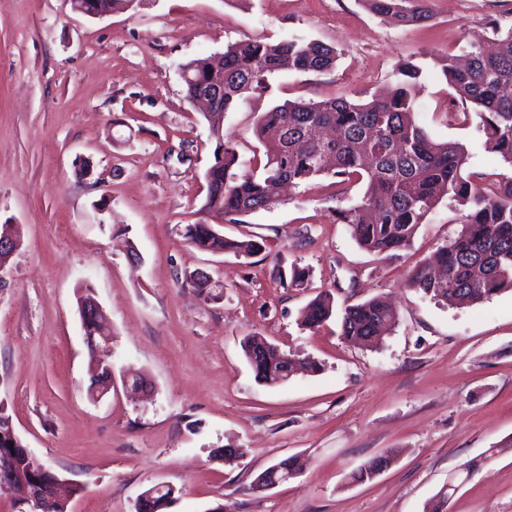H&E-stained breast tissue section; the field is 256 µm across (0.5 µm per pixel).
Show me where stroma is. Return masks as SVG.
Instances as JSON below:
<instances>
[{
  "label": "stroma",
  "mask_w": 512,
  "mask_h": 512,
  "mask_svg": "<svg viewBox=\"0 0 512 512\" xmlns=\"http://www.w3.org/2000/svg\"><path fill=\"white\" fill-rule=\"evenodd\" d=\"M431 21L398 25L366 0H138L92 18L70 0H0V225L20 245L0 271V401L37 464L84 487L73 512H135L158 482L182 489L169 512H512V291L449 306L404 280L461 228L441 202L401 257L361 249L332 213V178L223 223L255 255L210 254L182 230L201 217L214 144L184 98L179 66L255 39L294 35L340 53L324 73L282 72L224 115L243 169L255 166L261 112L288 100L385 90L410 59L423 70L416 119L463 143L475 172L512 177L461 111L440 58L488 26L512 25V0H431ZM309 277L288 284L293 268ZM112 322L111 390L89 391L79 288ZM385 297L394 328L371 347L336 321L301 329L319 292ZM261 336L319 372L258 382L241 341ZM144 378L127 392V371ZM246 456L228 465L212 450ZM373 480L353 470L383 454ZM298 457L302 470L254 494V477Z\"/></svg>",
  "instance_id": "1"
}]
</instances>
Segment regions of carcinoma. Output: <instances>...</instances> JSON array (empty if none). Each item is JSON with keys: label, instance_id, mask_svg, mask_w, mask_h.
<instances>
[{"label": "carcinoma", "instance_id": "cac0c4a2", "mask_svg": "<svg viewBox=\"0 0 512 512\" xmlns=\"http://www.w3.org/2000/svg\"><path fill=\"white\" fill-rule=\"evenodd\" d=\"M377 15L392 16L405 25L433 19L428 0H366ZM85 14H108L129 0H71ZM496 48L488 52L477 38L467 41V66L459 56L443 58L442 73L461 103L470 105L480 118L485 149L512 165V26L502 30L491 21ZM215 56L196 58L179 65L186 100L203 85L220 95L217 108L204 117L215 142L211 164L205 172L207 192L202 211L229 223L238 217L267 209L278 201V183L288 179L301 186L310 179L335 178L338 205L336 222L348 225L363 249L390 256L408 249L429 215L444 199L463 207L457 236L439 248L448 275L435 278L423 262L407 275L406 286L451 305L483 302L512 290V178L495 173L469 171V153L460 142H437L415 120L416 87L420 68L411 61L396 71V82L382 97L361 103L346 97L321 101H286L260 114L256 135L264 148V160L253 171L237 173L239 156L224 138V114L247 93H263L270 78L280 72H324L338 57L332 46L293 37L270 42L256 39L245 45H229ZM330 126L336 139L312 138L314 130ZM364 183L362 196L341 205L347 187ZM183 237L206 253L252 255L262 249L254 240H238L217 233L203 220L188 224ZM93 290L85 286L78 299L80 318L89 350L109 335L106 316L96 310ZM338 316L344 339L372 345L376 337L395 325L396 312L380 297L336 306L333 295L322 292L300 311L302 328L315 331ZM244 355L255 379L275 384L285 378L289 354L278 346L248 336ZM182 495L173 485L163 494L137 504L136 512H167Z\"/></svg>", "mask_w": 512, "mask_h": 512}]
</instances>
